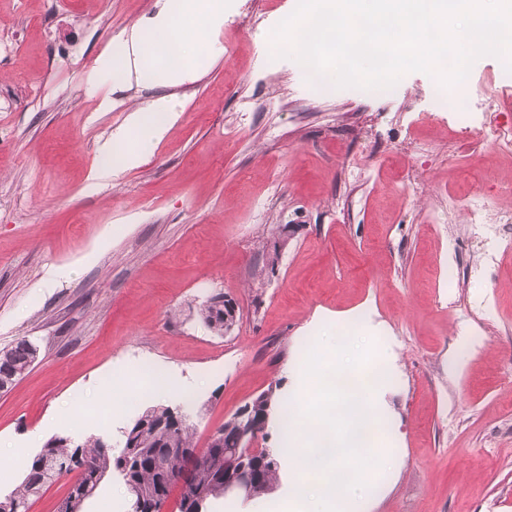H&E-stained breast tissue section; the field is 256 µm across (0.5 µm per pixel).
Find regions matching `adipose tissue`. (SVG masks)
<instances>
[{
	"mask_svg": "<svg viewBox=\"0 0 512 512\" xmlns=\"http://www.w3.org/2000/svg\"><path fill=\"white\" fill-rule=\"evenodd\" d=\"M224 10V0H169L149 27L136 25L125 32L116 58L102 59L99 68L111 74L113 84L121 86L187 82L193 70L183 52L185 45L205 46L209 28L223 23ZM177 118L175 104L165 96L132 109L128 125L139 137L138 146L122 139L106 142L96 178L108 180L135 167Z\"/></svg>",
	"mask_w": 512,
	"mask_h": 512,
	"instance_id": "adipose-tissue-1",
	"label": "adipose tissue"
}]
</instances>
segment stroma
<instances>
[{"label": "stroma", "instance_id": "1", "mask_svg": "<svg viewBox=\"0 0 512 512\" xmlns=\"http://www.w3.org/2000/svg\"><path fill=\"white\" fill-rule=\"evenodd\" d=\"M164 3L0 0V348L39 349L0 394V498L23 488L3 464L15 448L66 435L117 450L147 407L185 395L206 447L261 392L299 391L308 345L363 313L402 455L366 512H512V252L498 225L467 221L475 173L512 180L483 135L490 105L512 121V73L478 58L445 108L421 72L316 93L271 55L297 0H228L193 80L165 90L178 120L138 167L95 179L100 144L156 94L113 87L96 62ZM55 266L71 276L43 287ZM220 293L237 307L223 336L201 320ZM115 377L118 405L102 396ZM130 505L112 474L84 512Z\"/></svg>", "mask_w": 512, "mask_h": 512}]
</instances>
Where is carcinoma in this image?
Segmentation results:
<instances>
[{
	"label": "carcinoma",
	"instance_id": "carcinoma-1",
	"mask_svg": "<svg viewBox=\"0 0 512 512\" xmlns=\"http://www.w3.org/2000/svg\"><path fill=\"white\" fill-rule=\"evenodd\" d=\"M206 326L224 334V303L210 298L202 309ZM36 361V346L20 339L0 349V384L13 385L26 375ZM172 419V407L157 405L145 409L126 427L132 448L112 452V445L100 437L76 442L68 436H55L47 441L39 454L29 460L23 491L0 499V512H27V500L56 476L80 471V478L61 500L57 512H82L86 499L92 496L102 477L115 472L123 480L131 496V512H152L177 483L180 493L179 512H199V506L224 496V449L238 447V426L231 418L224 422L217 436L196 457L192 425L184 421L166 431L160 428ZM262 484L273 486L277 480L279 460H257Z\"/></svg>",
	"mask_w": 512,
	"mask_h": 512
}]
</instances>
